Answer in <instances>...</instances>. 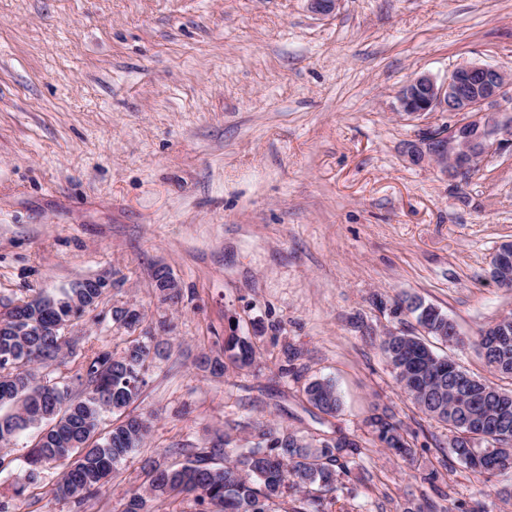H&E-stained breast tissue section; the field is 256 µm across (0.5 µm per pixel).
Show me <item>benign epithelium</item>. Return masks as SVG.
Segmentation results:
<instances>
[{
  "instance_id": "benign-epithelium-1",
  "label": "benign epithelium",
  "mask_w": 512,
  "mask_h": 512,
  "mask_svg": "<svg viewBox=\"0 0 512 512\" xmlns=\"http://www.w3.org/2000/svg\"><path fill=\"white\" fill-rule=\"evenodd\" d=\"M512 74L495 65H463L442 84L428 75L411 79L400 91L398 111L407 115L450 112L451 125L426 128L419 141L405 146L404 154L414 163L430 159L453 165L452 176L471 172L489 153L512 151V124L501 127L492 113L497 111Z\"/></svg>"
}]
</instances>
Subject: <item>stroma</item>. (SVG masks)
Instances as JSON below:
<instances>
[{"mask_svg": "<svg viewBox=\"0 0 512 512\" xmlns=\"http://www.w3.org/2000/svg\"><path fill=\"white\" fill-rule=\"evenodd\" d=\"M469 64L512 71V0H338L324 15L309 0H0V305L106 282L66 330L75 354L35 367L76 394L95 352L147 332L163 350L132 407L152 430L106 489L55 497L51 464L20 512H121L144 459L172 463L224 433L243 445L258 422L360 437L375 403L417 432L414 460L367 445L329 512H512L496 494L512 472L449 457L447 426L378 348L386 329L415 328L400 304L417 296L462 339L434 350L512 388L475 344L512 312V288L488 276L512 242V154L449 179L404 145L454 115L397 110L415 76L442 83ZM161 266L179 300L159 301ZM122 304L142 312L136 331L113 322ZM256 321V368H197ZM315 378L335 383L336 417L305 400Z\"/></svg>", "mask_w": 512, "mask_h": 512, "instance_id": "1", "label": "stroma"}]
</instances>
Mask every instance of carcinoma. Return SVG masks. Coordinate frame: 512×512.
Returning <instances> with one entry per match:
<instances>
[{
  "mask_svg": "<svg viewBox=\"0 0 512 512\" xmlns=\"http://www.w3.org/2000/svg\"><path fill=\"white\" fill-rule=\"evenodd\" d=\"M171 272H154L162 300L176 296L167 285ZM58 293H44L0 312V444L6 445L29 430L36 433L27 454L26 483L0 493V512H17V500L40 480L47 463L66 464L53 493L81 501L97 494L112 480L118 463L128 458L151 431L149 418L127 409L139 398L151 367L147 363L152 337L136 339L116 355L101 350L83 361L77 379L86 384L81 397L67 387L37 382L29 366L55 359L62 348L61 334L88 308L96 305L101 288L89 289L95 301L74 304L82 297L80 286ZM420 331L389 330L379 349L391 366L395 380L412 403L425 415L448 425L451 456L482 475L512 470V390L499 388L475 377L449 355L433 350L428 338L456 343L453 321L421 298L403 299ZM486 364L512 378V321L497 322L478 338ZM256 346L246 336L224 339L221 354H203L199 367L214 376L224 375L227 365L252 366ZM306 401L319 413L334 417L341 409L340 396L330 379H315L304 387ZM118 418L112 429L100 431L102 413ZM470 419L485 420L486 428L503 436L501 446L474 434ZM367 435L382 448L407 460L413 455L417 433L407 432L388 409H373L364 420ZM230 438L202 448H175L185 453L177 466L151 461L144 466L147 487L125 498L121 512H156L155 502L191 495L198 512H281L291 492L301 493L293 512H329L327 495L341 485L361 459L360 441L336 429L330 433L301 435L254 426L247 446L229 456ZM224 465L217 466V461Z\"/></svg>",
  "mask_w": 512,
  "mask_h": 512,
  "instance_id": "cac0c4a2",
  "label": "carcinoma"
}]
</instances>
